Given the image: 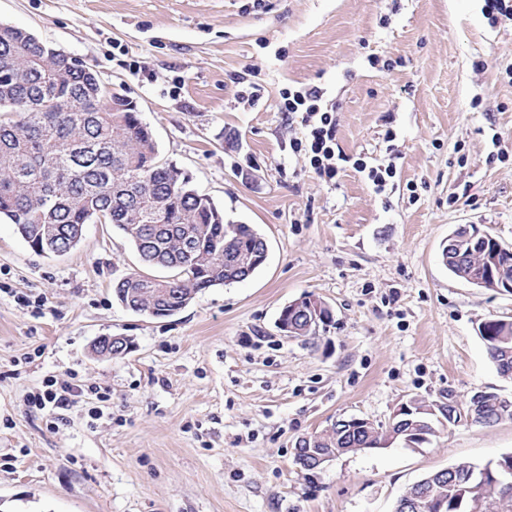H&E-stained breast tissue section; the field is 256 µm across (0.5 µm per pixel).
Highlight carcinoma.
<instances>
[{
	"mask_svg": "<svg viewBox=\"0 0 512 512\" xmlns=\"http://www.w3.org/2000/svg\"><path fill=\"white\" fill-rule=\"evenodd\" d=\"M2 65L14 70L10 82L0 83V112L14 115L0 120V222L14 225L32 251L71 250L85 224L102 215L127 236L145 265L170 272L159 277L134 271L113 286L120 304L156 319L172 316L202 290L243 282L260 268L252 257L264 238L249 224L224 222V212L195 191L188 175L161 161L151 128L137 111L114 112L102 102L99 78L88 66L14 26L0 27ZM444 266L462 280L492 271L484 279L489 290L512 285V248L494 237L478 245L461 242ZM479 335L498 373L512 379V322L488 320ZM439 412L448 425L458 423L453 393ZM504 419L486 403L476 422L491 426ZM430 423L427 413H403L381 431L351 432L333 422L295 447L340 456L380 448L412 431L431 436ZM455 468L453 478L429 474L406 494L443 498L447 512H464L471 498L489 502V512H512V486L474 484L468 463Z\"/></svg>",
	"mask_w": 512,
	"mask_h": 512,
	"instance_id": "1",
	"label": "carcinoma"
}]
</instances>
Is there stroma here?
<instances>
[{
    "label": "stroma",
    "instance_id": "1",
    "mask_svg": "<svg viewBox=\"0 0 512 512\" xmlns=\"http://www.w3.org/2000/svg\"><path fill=\"white\" fill-rule=\"evenodd\" d=\"M483 0H0L23 28L134 98L159 154L225 220L266 240L246 281L175 315L123 307L141 269L125 234L85 225L76 247L35 254L0 223V512H394L416 481L512 453V421L435 423L428 442L350 452L315 472L298 438L365 418L384 428L416 399L512 397L478 334L512 320V290L452 276L458 226L512 248V27ZM257 71V104L238 75ZM312 84L349 155L394 160L376 193L353 168L327 185L289 151L280 92ZM396 138L386 142V130ZM312 294L333 311L307 338L277 326ZM125 336L128 353H93ZM111 390L31 412L45 377Z\"/></svg>",
    "mask_w": 512,
    "mask_h": 512
}]
</instances>
